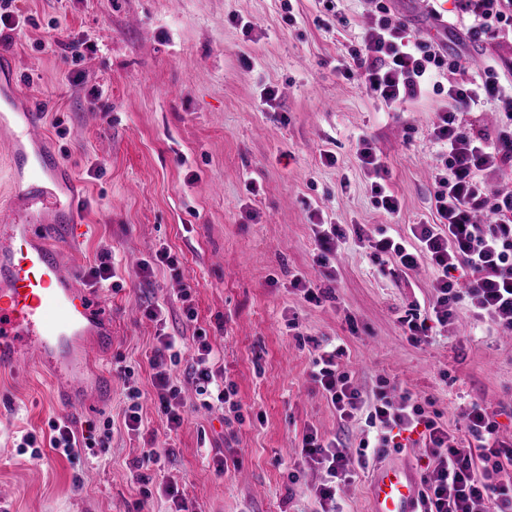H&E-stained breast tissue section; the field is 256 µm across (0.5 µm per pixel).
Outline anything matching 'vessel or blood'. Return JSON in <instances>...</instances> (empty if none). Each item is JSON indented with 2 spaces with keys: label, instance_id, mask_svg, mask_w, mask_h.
<instances>
[{
  "label": "vessel or blood",
  "instance_id": "b4317fda",
  "mask_svg": "<svg viewBox=\"0 0 512 512\" xmlns=\"http://www.w3.org/2000/svg\"><path fill=\"white\" fill-rule=\"evenodd\" d=\"M19 122L9 128L8 162L40 193L23 208L0 220V371L14 370L19 351L33 354L39 367L62 382L83 369L74 350L84 336L98 334L89 293L74 288L76 270L65 268L61 244L78 230L76 199H61L44 188L58 180L60 157L49 151L28 154L24 144L36 141L38 113L20 106L17 94L0 99ZM422 486L416 472L403 464H383L373 472L370 512H417Z\"/></svg>",
  "mask_w": 512,
  "mask_h": 512
}]
</instances>
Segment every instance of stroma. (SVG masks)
Returning <instances> with one entry per match:
<instances>
[{
    "instance_id": "35a3bbf8",
    "label": "stroma",
    "mask_w": 512,
    "mask_h": 512,
    "mask_svg": "<svg viewBox=\"0 0 512 512\" xmlns=\"http://www.w3.org/2000/svg\"><path fill=\"white\" fill-rule=\"evenodd\" d=\"M337 7L340 25L318 0H15L0 93L36 105L40 135L70 172L57 192L81 201L83 234L62 246L65 266L81 273L77 288L105 251L117 285L95 294L92 314L111 325L112 346L86 340L73 414L55 404L54 383L36 364L0 374V512H168L166 499H144V475L177 486L197 512H317L324 471L288 478L304 433L352 450L365 427L361 416L340 421L310 378L316 346L329 343L344 346L341 365L364 399L387 379L427 400L464 446L460 412L477 402L497 412L500 439L512 441V334L463 301L448 324L410 340L404 321L429 315L437 273L425 264L392 275L361 242L433 223L432 124L447 100L390 106L345 79L346 50L375 4ZM448 46L462 52L468 79L489 57L512 59L507 41L476 47L457 33ZM363 137L382 155L398 217L374 203V177L356 157ZM320 218L346 232L327 267L317 262ZM163 246L180 259L179 276L163 266L143 274ZM298 272L329 296L308 301L290 285ZM185 288L192 322L178 300ZM156 303L170 334L207 333L235 390L231 403L209 409L187 394L174 432L150 380L156 327L144 310ZM118 361L145 393L136 435L124 426ZM63 417L80 429L110 427L105 449L75 459L19 450L23 435H49ZM152 448L171 454L138 473L135 460Z\"/></svg>"
}]
</instances>
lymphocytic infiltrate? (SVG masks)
I'll use <instances>...</instances> for the list:
<instances>
[{"instance_id":"f902f5d3","label":"lymphocytic infiltrate","mask_w":512,"mask_h":512,"mask_svg":"<svg viewBox=\"0 0 512 512\" xmlns=\"http://www.w3.org/2000/svg\"><path fill=\"white\" fill-rule=\"evenodd\" d=\"M389 2L376 0L360 43L348 49L346 76L391 105L434 93L446 95L448 106L433 124L442 148L430 190L436 223L412 225L410 239L384 236L369 247L395 271L416 270L424 261L437 270L432 310L438 322L452 319L465 296L474 310L487 313L502 332L512 334V191L493 189L482 178L487 171L512 170V94L503 91L496 63L478 78L458 79L461 55L394 21ZM452 2L450 15L432 10L438 26L468 21L466 35L474 43L512 35V0ZM487 98L496 99L500 110L492 134L469 119ZM182 342V337L159 332L150 364L152 387L171 430L184 422L182 388L170 368ZM343 354L340 345L322 351L312 361L311 377L340 420L349 422L367 411L373 435L361 439L357 453L350 454L336 441L320 439L316 431L304 434L301 466L320 465L328 476L317 491L320 512H336L337 484L365 466L370 451L395 447L399 432L416 429L431 456L421 477V512H512V445L499 440V424L485 407L474 402L462 410L464 428L475 445L458 446L417 398L407 393L393 400L387 380H380L372 401L364 402L338 364Z\"/></svg>"}]
</instances>
